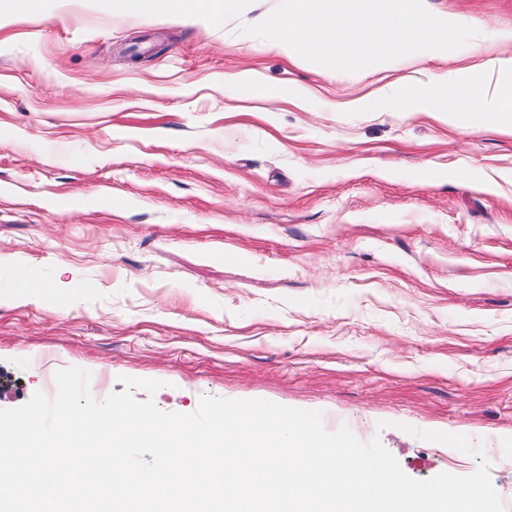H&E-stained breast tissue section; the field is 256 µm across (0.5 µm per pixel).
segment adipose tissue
Returning a JSON list of instances; mask_svg holds the SVG:
<instances>
[{"label":"adipose tissue","mask_w":512,"mask_h":512,"mask_svg":"<svg viewBox=\"0 0 512 512\" xmlns=\"http://www.w3.org/2000/svg\"><path fill=\"white\" fill-rule=\"evenodd\" d=\"M145 13L152 17L210 21L231 15L247 14L252 10L249 0H139ZM499 73L503 74L497 94L487 98L477 90L476 84L462 77L457 71H446L436 75L438 87L443 88V97L434 99L427 92L414 88L410 96L419 112H434L444 119L483 123L490 112H512V57L496 61Z\"/></svg>","instance_id":"adipose-tissue-1"}]
</instances>
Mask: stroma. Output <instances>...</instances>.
Segmentation results:
<instances>
[{"label":"stroma","instance_id":"obj_1","mask_svg":"<svg viewBox=\"0 0 512 512\" xmlns=\"http://www.w3.org/2000/svg\"><path fill=\"white\" fill-rule=\"evenodd\" d=\"M481 42L361 74L225 23L110 0L0 20V409L76 366L106 389L319 410L406 475L472 473L512 512V112L473 127L409 87L512 56V0H429ZM47 284L25 300L3 274ZM70 302L55 307L56 295Z\"/></svg>","mask_w":512,"mask_h":512}]
</instances>
